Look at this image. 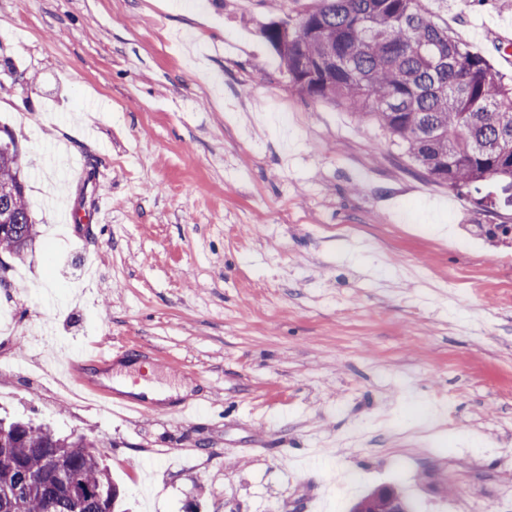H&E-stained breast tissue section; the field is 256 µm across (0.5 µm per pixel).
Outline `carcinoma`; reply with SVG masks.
I'll return each instance as SVG.
<instances>
[{
	"label": "carcinoma",
	"mask_w": 512,
	"mask_h": 512,
	"mask_svg": "<svg viewBox=\"0 0 512 512\" xmlns=\"http://www.w3.org/2000/svg\"><path fill=\"white\" fill-rule=\"evenodd\" d=\"M263 35L304 94L350 109L395 137L426 174L456 190H512V79L440 27L424 0H318ZM0 247L20 256L37 235L18 144L0 141ZM93 443L0 420V512H125ZM91 490L50 479L57 462Z\"/></svg>",
	"instance_id": "carcinoma-1"
}]
</instances>
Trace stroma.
Returning a JSON list of instances; mask_svg holds the SVG:
<instances>
[{"label": "stroma", "instance_id": "obj_1", "mask_svg": "<svg viewBox=\"0 0 512 512\" xmlns=\"http://www.w3.org/2000/svg\"><path fill=\"white\" fill-rule=\"evenodd\" d=\"M315 5L0 0V128L38 229L0 253V416L95 441L131 512H347L383 486L493 512L512 489V203L289 82L262 27ZM425 6L512 77V0ZM47 334L153 350L198 415L89 407Z\"/></svg>", "mask_w": 512, "mask_h": 512}]
</instances>
